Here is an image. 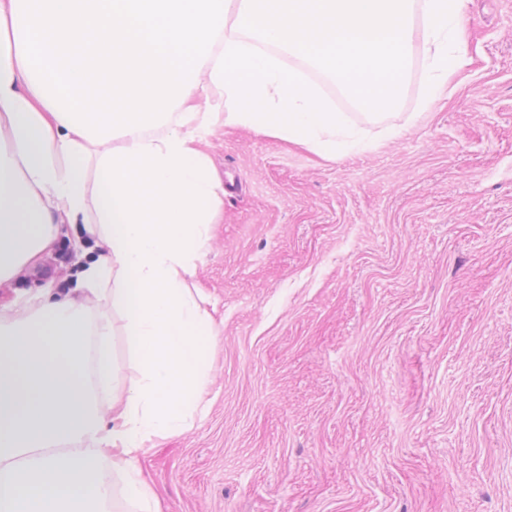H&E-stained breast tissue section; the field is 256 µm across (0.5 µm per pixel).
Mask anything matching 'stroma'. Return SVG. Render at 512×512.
Listing matches in <instances>:
<instances>
[{
  "label": "stroma",
  "instance_id": "stroma-1",
  "mask_svg": "<svg viewBox=\"0 0 512 512\" xmlns=\"http://www.w3.org/2000/svg\"><path fill=\"white\" fill-rule=\"evenodd\" d=\"M451 97L414 57L365 129L319 154L215 123L225 185L186 279L215 340L188 428L141 459L160 512H512V0H467ZM104 245L63 224L0 315L81 299Z\"/></svg>",
  "mask_w": 512,
  "mask_h": 512
}]
</instances>
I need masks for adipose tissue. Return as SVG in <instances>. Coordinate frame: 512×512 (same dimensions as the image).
Listing matches in <instances>:
<instances>
[{"label": "adipose tissue", "instance_id": "obj_1", "mask_svg": "<svg viewBox=\"0 0 512 512\" xmlns=\"http://www.w3.org/2000/svg\"><path fill=\"white\" fill-rule=\"evenodd\" d=\"M466 2L0 0V281L51 247L58 222L107 247L79 281L101 312L48 291L0 316V512H111L116 474L136 512H159L140 455L186 428L213 340L184 281L224 195L196 142L220 120L311 150L363 147L282 56L380 115L416 44L430 83L452 89ZM212 86L225 104L191 107Z\"/></svg>", "mask_w": 512, "mask_h": 512}]
</instances>
